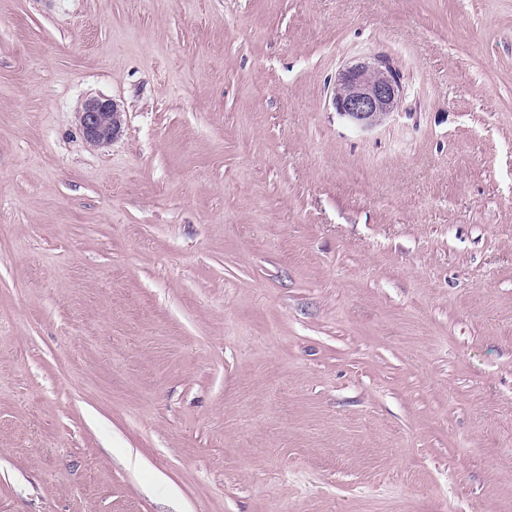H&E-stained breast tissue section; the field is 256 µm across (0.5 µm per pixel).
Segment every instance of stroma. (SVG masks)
Here are the masks:
<instances>
[{
	"label": "stroma",
	"instance_id": "obj_1",
	"mask_svg": "<svg viewBox=\"0 0 512 512\" xmlns=\"http://www.w3.org/2000/svg\"><path fill=\"white\" fill-rule=\"evenodd\" d=\"M0 512H512V0H0ZM402 95L399 70L388 56L379 54L347 65L338 72L332 103L352 127L370 131L395 113ZM122 116L123 113L113 100L90 98L78 113V122L88 142L104 144L111 142L120 134Z\"/></svg>",
	"mask_w": 512,
	"mask_h": 512
}]
</instances>
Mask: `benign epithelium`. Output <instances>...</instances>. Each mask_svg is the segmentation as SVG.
<instances>
[{"mask_svg": "<svg viewBox=\"0 0 512 512\" xmlns=\"http://www.w3.org/2000/svg\"><path fill=\"white\" fill-rule=\"evenodd\" d=\"M402 95L399 70L388 56L379 54L338 72L332 103L352 127L370 131L395 113ZM78 122L88 142L104 144L120 134L123 113L111 99L90 98L78 113Z\"/></svg>", "mask_w": 512, "mask_h": 512, "instance_id": "obj_1", "label": "benign epithelium"}]
</instances>
